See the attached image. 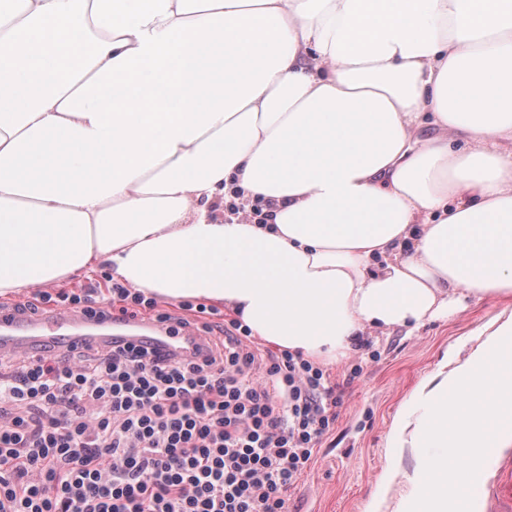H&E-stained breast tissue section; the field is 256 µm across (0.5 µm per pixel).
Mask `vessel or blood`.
I'll use <instances>...</instances> for the list:
<instances>
[{
  "label": "vessel or blood",
  "mask_w": 512,
  "mask_h": 512,
  "mask_svg": "<svg viewBox=\"0 0 512 512\" xmlns=\"http://www.w3.org/2000/svg\"><path fill=\"white\" fill-rule=\"evenodd\" d=\"M107 319L91 320L84 316L63 311L41 313L31 318L19 319L0 314V352L7 350L28 356L42 354L51 346L66 357H75L86 345L106 344L112 336L107 329ZM126 341L146 344L165 352L180 345L201 346V336L173 334L167 328L151 322L132 325ZM482 512H512V462L500 460L495 479L481 491Z\"/></svg>",
  "instance_id": "vessel-or-blood-1"
}]
</instances>
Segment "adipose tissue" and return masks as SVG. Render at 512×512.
Instances as JSON below:
<instances>
[{
    "label": "adipose tissue",
    "mask_w": 512,
    "mask_h": 512,
    "mask_svg": "<svg viewBox=\"0 0 512 512\" xmlns=\"http://www.w3.org/2000/svg\"><path fill=\"white\" fill-rule=\"evenodd\" d=\"M101 266L326 364L512 296V0H0V296ZM481 333L388 434L410 512L512 445V310ZM244 192L234 189L224 197V221L233 223L237 220L246 224H269L273 219V202L263 197L248 199L243 202Z\"/></svg>",
    "instance_id": "obj_1"
}]
</instances>
